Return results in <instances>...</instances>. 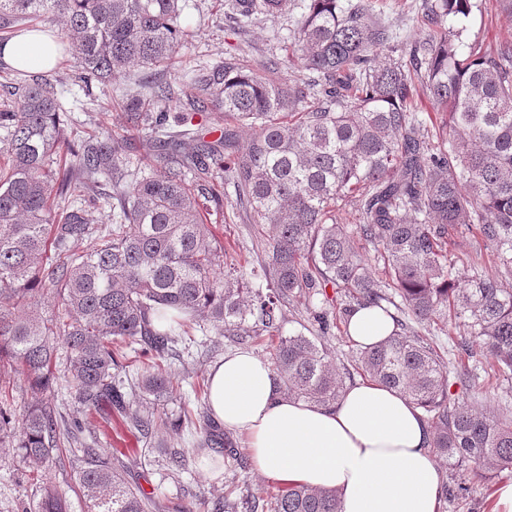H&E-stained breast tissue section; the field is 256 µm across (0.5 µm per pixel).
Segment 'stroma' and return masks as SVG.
<instances>
[{
  "label": "stroma",
  "instance_id": "stroma-1",
  "mask_svg": "<svg viewBox=\"0 0 512 512\" xmlns=\"http://www.w3.org/2000/svg\"><path fill=\"white\" fill-rule=\"evenodd\" d=\"M229 0H187L181 22L188 32L185 48L178 56L176 70L182 74L176 86V95L188 99L193 89L184 76L192 69L223 59L226 51L236 49L252 67L267 61H278L285 78H301L305 72L293 45V34L301 11L286 10L277 16L255 15L244 27H237L228 9ZM374 16L390 26L401 38L414 39L427 31L423 17V0H370ZM466 42L496 46L512 42V10L498 5H480L467 21ZM146 70L130 68L106 85L85 87L76 74L71 57H63L51 69L50 79L56 85L66 109L67 134L73 143H80L86 135L109 134L130 136L132 152L147 168L155 167L154 144L148 134H127L117 124L112 111L121 91L136 90L145 81ZM208 221L224 244V258L230 263H242L244 271L259 266L263 254L256 248L253 226L247 213L238 208L232 188H225L223 203L209 209ZM453 273L482 275L503 284H511L503 267L494 257V248L474 232H463L456 239L454 251L448 257ZM418 332L441 356L443 361L465 365L469 377L465 387H454L453 392L465 405L484 413L507 417L512 415V381L497 379L491 359L485 353L467 356L461 343L468 331L462 322L449 323L447 330L426 325ZM338 368L349 369L346 384L362 379L355 367L357 347L348 336L343 319L331 322V331L325 339ZM271 339L267 336H199L192 354L171 362L172 370L183 379L171 397L154 400L136 387L139 371L130 368L124 376L125 399L130 404L160 414L162 422L150 436L128 428L120 417L101 422L98 447L122 471L127 482L149 494L156 502L157 512H168L175 503L192 505L195 512H210L208 503L218 497L235 493L265 501L280 493L281 482L267 478L253 467H240L224 456L222 445L197 448L195 432L183 421L182 407L190 405L197 411L207 404L195 400L191 390L198 375L208 374L210 368L223 359L225 353L248 350L261 358H268ZM55 405L67 419L83 417L86 408L78 400L74 388L62 383L52 390L37 393L21 378L10 384L8 401L15 411H22L37 398ZM184 451L187 465L180 475H172L168 451ZM82 455L70 447L54 453L44 465V471L54 483L69 490L70 512H84V499L77 487L76 473L82 467ZM37 494L30 484L26 467L18 460L0 458V512H27L35 504Z\"/></svg>",
  "mask_w": 512,
  "mask_h": 512
}]
</instances>
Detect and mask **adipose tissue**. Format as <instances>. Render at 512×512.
I'll return each mask as SVG.
<instances>
[{
	"label": "adipose tissue",
	"instance_id": "1",
	"mask_svg": "<svg viewBox=\"0 0 512 512\" xmlns=\"http://www.w3.org/2000/svg\"><path fill=\"white\" fill-rule=\"evenodd\" d=\"M61 58L54 38L39 30L0 47V59L23 71L52 68ZM393 328L371 308L355 313L347 330L357 346L369 347ZM208 409L246 437L259 473L334 491L341 512H441L431 428L398 390L367 380L348 386L332 406L295 400L283 394L269 361L237 351L211 369Z\"/></svg>",
	"mask_w": 512,
	"mask_h": 512
}]
</instances>
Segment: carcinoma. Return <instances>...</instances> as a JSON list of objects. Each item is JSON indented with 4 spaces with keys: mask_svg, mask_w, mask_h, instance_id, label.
<instances>
[{
    "mask_svg": "<svg viewBox=\"0 0 512 512\" xmlns=\"http://www.w3.org/2000/svg\"><path fill=\"white\" fill-rule=\"evenodd\" d=\"M289 0H231L234 19L275 16ZM474 0H424L429 33L404 43L387 64L377 51L398 42L364 0H308L294 31L308 80L282 81L248 67L239 54L192 70L195 94L174 111L177 74L145 83L118 103L125 125L156 142L160 175L133 168L128 142L92 135L74 147L51 81L27 74L5 86L0 110V391L12 376L45 391L59 379L56 345L68 352L67 375L89 408L104 405L147 435L153 416L122 392V348L139 344L157 362L138 388L157 400L178 382L160 360L194 331L244 336L252 325L280 332L296 295L345 298L349 318L363 308L397 310L394 331L359 350L358 368L408 395L430 420L432 452L454 467L512 472V420L456 403L451 372L405 319L467 321L497 370L512 376V286L455 276L446 247L474 228L512 270V44L489 50L464 41ZM182 0H0V30H52L64 39L83 80L109 83L132 65L168 63L184 47ZM425 95L448 136L424 137L416 99ZM200 112L224 113L212 140L194 129ZM111 189L112 223L93 224L86 210L61 214L54 202L74 193L93 201ZM256 225L270 224L261 264L267 292L224 262V244L201 209L220 204L222 186ZM358 212L350 232L340 211ZM86 239L84 252L76 245ZM388 277L375 278L363 251ZM57 301L38 311L46 296ZM310 325L281 336L270 363L284 394L333 405L345 389L324 343L325 309ZM81 445L77 474L86 512H153L154 501L126 485L112 462L86 442L89 425L62 424L52 404L16 413L0 404V456L38 463L60 438ZM38 512H70L66 496L39 480ZM341 512L336 493L288 484L273 502L219 498L213 512Z\"/></svg>",
    "mask_w": 512,
    "mask_h": 512,
    "instance_id": "obj_1",
    "label": "carcinoma"
}]
</instances>
